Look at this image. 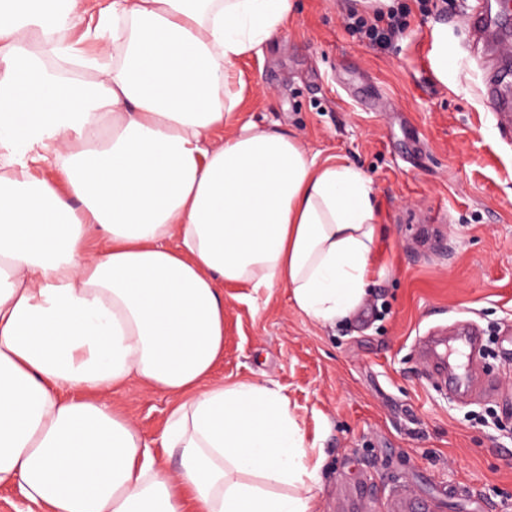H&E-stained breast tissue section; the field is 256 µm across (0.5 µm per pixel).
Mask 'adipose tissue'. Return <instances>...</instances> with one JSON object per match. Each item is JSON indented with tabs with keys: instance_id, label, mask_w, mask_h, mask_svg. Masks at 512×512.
Masks as SVG:
<instances>
[{
	"instance_id": "1",
	"label": "adipose tissue",
	"mask_w": 512,
	"mask_h": 512,
	"mask_svg": "<svg viewBox=\"0 0 512 512\" xmlns=\"http://www.w3.org/2000/svg\"><path fill=\"white\" fill-rule=\"evenodd\" d=\"M292 12L108 0L121 57L75 82L34 47L79 26L83 0H0V485L43 512H313L320 466L287 397L211 379L222 284L286 286L323 325L366 294L363 172L251 122L214 138L242 100L235 63ZM132 379L172 401L176 469L98 400Z\"/></svg>"
}]
</instances>
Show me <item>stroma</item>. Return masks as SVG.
I'll use <instances>...</instances> for the list:
<instances>
[{
  "label": "stroma",
  "instance_id": "stroma-1",
  "mask_svg": "<svg viewBox=\"0 0 512 512\" xmlns=\"http://www.w3.org/2000/svg\"><path fill=\"white\" fill-rule=\"evenodd\" d=\"M471 0H391L408 29L381 51L353 38L365 0H294L288 28L239 60L242 121L296 137L372 182L382 228L362 307L321 325L288 288L224 287L217 381L277 386L322 458L316 512H512V143L482 104ZM482 331L497 395L458 400L427 374L420 339ZM158 441L164 394L129 382L102 396Z\"/></svg>",
  "mask_w": 512,
  "mask_h": 512
}]
</instances>
